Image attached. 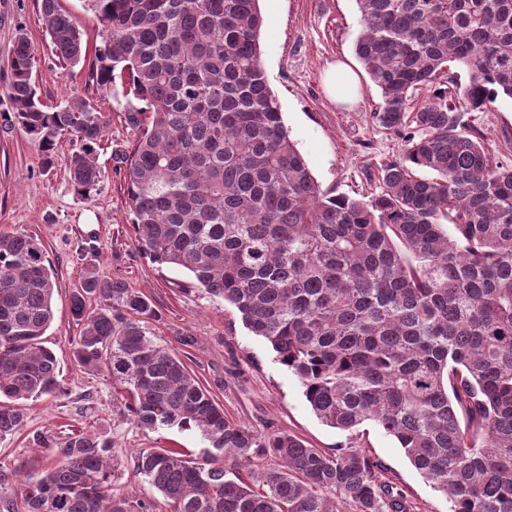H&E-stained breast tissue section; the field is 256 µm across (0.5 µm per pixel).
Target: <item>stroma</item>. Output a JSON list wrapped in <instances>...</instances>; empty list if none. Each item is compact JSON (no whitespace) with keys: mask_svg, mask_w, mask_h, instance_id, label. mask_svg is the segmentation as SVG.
<instances>
[{"mask_svg":"<svg viewBox=\"0 0 512 512\" xmlns=\"http://www.w3.org/2000/svg\"><path fill=\"white\" fill-rule=\"evenodd\" d=\"M82 34L85 53L76 65L57 58L41 23V0H0V113L10 103L7 86L14 42L25 35L36 53L33 80L48 108L79 96L94 103L107 123L96 154L100 182L91 196L77 194L69 160L71 136H61L51 154L18 128L0 127V233L23 231L43 243L55 273L54 319L42 341L60 363L63 391L27 402V426L0 439V465L18 476L47 468L51 455L34 439L52 443L90 432L112 448V483L136 498L150 499L154 512H169L162 496L134 469L141 450L171 448L198 459L207 445L192 430L139 428L127 397L106 368L85 369L74 357L81 327L70 312L72 294L87 269L123 281L156 310L144 330L178 355L223 406L225 416L261 434L287 432L326 453L359 449L377 460L382 481L403 491L410 512H450L447 499L412 466L394 437L368 422L349 432L321 422L297 377L281 365L271 346L251 333L224 301L191 288L186 271L159 265L140 249L131 224L125 155L135 133L129 115L137 109L122 95L105 94L89 77L102 27L84 0H58ZM263 17L261 60L290 139L322 190L363 198L377 192L381 164L398 157L402 141L372 118L380 91L360 73L357 101L333 100L325 72L337 61L358 66L354 44L361 31L355 0H259ZM492 161L512 164V99L501 96L481 112L466 113Z\"/></svg>","mask_w":512,"mask_h":512,"instance_id":"stroma-1","label":"stroma"}]
</instances>
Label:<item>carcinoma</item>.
I'll return each mask as SVG.
<instances>
[{"label":"carcinoma","instance_id":"carcinoma-1","mask_svg":"<svg viewBox=\"0 0 512 512\" xmlns=\"http://www.w3.org/2000/svg\"><path fill=\"white\" fill-rule=\"evenodd\" d=\"M85 2L104 32L97 87L144 104L125 176L144 254L234 306L323 423L380 426L450 512H512V165L492 162L463 120L512 98V0H356L355 53L382 99L372 117L404 143L366 200L325 193L290 139L260 59L258 0ZM41 21L56 56L79 63L81 34L58 0H41ZM450 62L467 84L442 80ZM35 64L21 33L0 119L46 153L72 136L71 180L89 197L104 115L81 97L44 109ZM421 90L428 100L414 108ZM54 289L41 241L1 234V438L24 427L26 401L62 391L42 345ZM71 314L83 326L77 363L108 367L139 427L195 430L208 444L200 461L138 454L136 473L170 512H406L362 451L333 456L227 419L145 335L156 311L124 282L87 270ZM109 448L79 432L36 476L20 482L0 466V487L14 488L8 512H154L113 488ZM255 448L279 465L252 462ZM230 454L249 478L218 464Z\"/></svg>","mask_w":512,"mask_h":512}]
</instances>
